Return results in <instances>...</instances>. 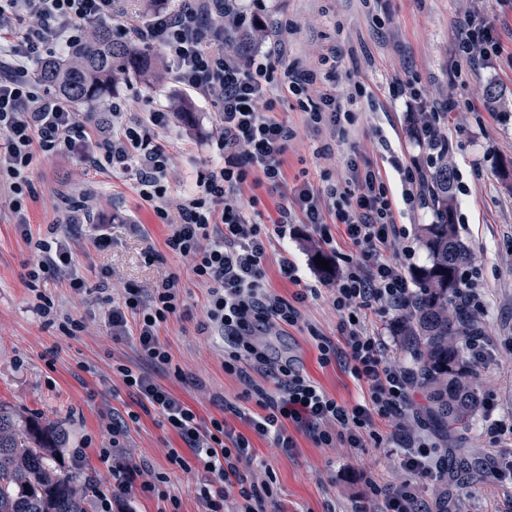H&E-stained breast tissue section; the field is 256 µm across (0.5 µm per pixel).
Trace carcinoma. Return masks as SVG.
<instances>
[{
  "instance_id": "cac0c4a2",
  "label": "carcinoma",
  "mask_w": 512,
  "mask_h": 512,
  "mask_svg": "<svg viewBox=\"0 0 512 512\" xmlns=\"http://www.w3.org/2000/svg\"><path fill=\"white\" fill-rule=\"evenodd\" d=\"M153 62L134 40H116L105 26L90 28L69 55L50 59L40 82L70 105L112 94L119 73H143ZM436 221L420 227L430 264L414 273L417 288L401 332L416 383L426 391V419L441 437L469 426L483 402L467 361L468 338L481 332L459 293L460 271L471 259L454 223L453 174L439 162L427 180ZM62 423L47 415L31 420L0 402V512H87L90 490L77 475H59L50 457L65 447Z\"/></svg>"
}]
</instances>
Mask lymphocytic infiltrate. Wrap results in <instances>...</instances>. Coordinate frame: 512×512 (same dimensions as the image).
Returning <instances> with one entry per match:
<instances>
[{"label": "lymphocytic infiltrate", "instance_id": "lymphocytic-infiltrate-1", "mask_svg": "<svg viewBox=\"0 0 512 512\" xmlns=\"http://www.w3.org/2000/svg\"><path fill=\"white\" fill-rule=\"evenodd\" d=\"M231 17L245 26L248 14L226 0H180L177 8L158 4L141 25L123 26L124 35L158 47L174 81L205 100L220 102L218 161L196 183L195 192L171 198L165 184L173 156L156 139L166 130L169 115L157 109L128 118L124 106H113L112 119L102 126L79 118L61 100L45 94L32 81L31 64L40 62L52 46L74 47L90 25L112 19V0H0V183L7 184L9 206L19 226H26V200L34 192L29 174L41 154H58L84 146L90 166L108 162L137 175L141 197L153 203L156 216L167 224V247L190 259L192 272L207 290V323L224 338V371L247 378L248 397L257 411L228 403L223 417L202 419L146 371L123 363L114 370L139 397L142 409H154L186 444L189 453L170 450L168 458L181 469L190 460L204 462L212 473L198 501L201 512H267L275 498L273 477L248 481L253 437L272 438L276 447L291 450L293 431L309 435L320 448L342 443L350 448H403L406 480L379 485L366 475V494L383 497L384 512H429L417 481L432 476L433 441L411 434L407 423L416 415L411 398L414 382L407 367L390 355L389 346L371 330L368 314L387 316L409 310L414 295L406 269L415 256L409 233L395 221L398 204L414 206L422 184V168H400L401 193H393L380 171L346 162L344 181L315 189L309 182L288 185L285 156L295 130L275 117L276 98L259 52L242 56L224 45L223 37L206 23L210 16ZM281 189L282 201L274 223L258 222L236 195L247 182ZM312 225L320 247H335L334 229L350 241L352 253L341 254L336 276L327 289L304 281L297 262L280 254V276L294 287L282 296L267 286L265 261L275 239L289 225ZM326 298L336 312V337L307 324L302 309L312 299ZM184 300L175 275H168L149 292L126 289L113 301L108 325L113 338L136 334L142 356L151 364H170L171 356L158 337L163 323L180 313ZM297 328L315 341L320 366L341 364L366 387L359 400L346 403L330 396L294 360H273L257 342L259 335ZM276 392L268 394L266 383ZM391 426L377 430V422ZM109 448L112 489L97 494L95 512L125 508L128 495L139 490L155 494L163 473H152L126 460L120 439L122 425H112Z\"/></svg>", "mask_w": 512, "mask_h": 512}]
</instances>
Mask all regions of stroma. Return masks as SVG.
I'll use <instances>...</instances> for the list:
<instances>
[{"mask_svg": "<svg viewBox=\"0 0 512 512\" xmlns=\"http://www.w3.org/2000/svg\"><path fill=\"white\" fill-rule=\"evenodd\" d=\"M268 19L289 25L273 55L270 73L277 96L276 116L298 132L288 147L289 178L314 185L345 179L347 156L377 167L398 184L399 167L425 158L428 147L416 139L422 113L439 109V133L448 142V163L456 174V223L459 235L482 270L486 311L482 332L494 340L476 364L483 399L494 417L512 415V0H265ZM474 16L492 25L500 45L489 60H469L458 51L461 23ZM316 68L330 75L310 87L318 101L329 90L347 102L355 86L366 89L353 103L354 119L343 132L313 129L309 115L282 83L286 68ZM498 99L489 101L487 89ZM455 111H441L447 99ZM134 113L169 107L171 125L162 138L176 157L166 177L168 192L180 197L196 188L198 177L216 162L211 145L219 128V108L170 79L148 81L132 74L114 81L112 94L96 108L97 120L110 119L113 103ZM326 154H317V147ZM35 196L27 202L35 240L59 238L71 250L66 271L42 273L39 291L57 308L70 312L85 330L67 336L47 325L34 310L27 273L38 252L26 243L8 205L0 206V401L24 416L40 413L59 419L69 434L55 467L99 484L112 473L100 449L109 447L106 423L125 421L122 443L134 462L166 474L163 489L181 503V512H198V493L211 475L199 461L189 470L170 463L169 449L184 450L181 439L157 413L127 419L136 397L113 374L116 361L139 367L147 362L134 338L113 339L108 306L101 289L151 288L176 275L185 307L161 325L159 338L171 365L151 370L155 380L190 405L201 417L218 415L217 400L255 409L245 395L247 382L224 372V339L204 329L206 290L197 283L190 262L165 245L167 228L143 200L134 172L92 169L81 148L39 158L30 175ZM82 203L87 217L64 223L67 205ZM108 233L111 243L94 239ZM85 282L83 296L68 286L70 272ZM276 353L299 358L304 370L337 399L353 401L362 392L338 365L320 367L305 332L288 329L265 339ZM484 417L440 440L436 461L446 462L450 447L468 449L480 472L460 484L448 479L421 480L420 492L433 512H512V498L495 488V470L512 450L494 445ZM289 452L253 437V451L276 479V503L269 512H354L363 504L379 512L380 502L365 499L363 465L371 463L382 484H396L405 474L398 455L383 448H319L305 434L295 436Z\"/></svg>", "mask_w": 512, "mask_h": 512, "instance_id": "obj_1", "label": "stroma"}]
</instances>
